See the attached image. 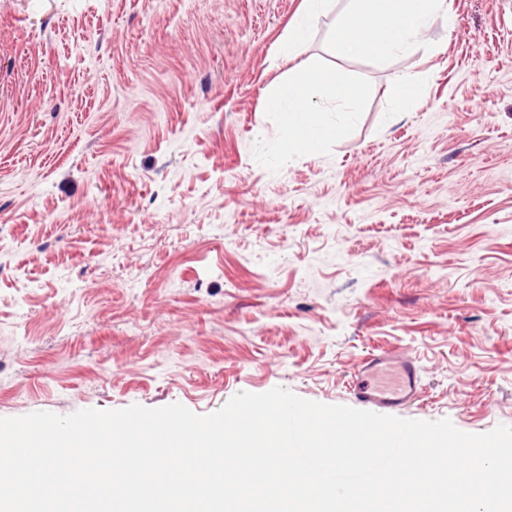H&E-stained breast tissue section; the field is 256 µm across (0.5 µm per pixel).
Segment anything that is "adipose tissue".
Instances as JSON below:
<instances>
[{
  "label": "adipose tissue",
  "mask_w": 512,
  "mask_h": 512,
  "mask_svg": "<svg viewBox=\"0 0 512 512\" xmlns=\"http://www.w3.org/2000/svg\"><path fill=\"white\" fill-rule=\"evenodd\" d=\"M332 0H303L300 11L288 28L282 45L285 55L311 36L316 17L328 11ZM445 0H351L334 38L337 56L342 58H385L419 49ZM326 90L348 108H356L360 89L341 74L327 70L315 60H306L284 73L265 99L267 111L278 113L288 130L286 153L318 152L336 130L323 117L315 101Z\"/></svg>",
  "instance_id": "obj_1"
}]
</instances>
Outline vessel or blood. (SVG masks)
Returning a JSON list of instances; mask_svg holds the SVG:
<instances>
[{
    "label": "vessel or blood",
    "mask_w": 512,
    "mask_h": 512,
    "mask_svg": "<svg viewBox=\"0 0 512 512\" xmlns=\"http://www.w3.org/2000/svg\"><path fill=\"white\" fill-rule=\"evenodd\" d=\"M420 372L415 362L390 353L367 356L358 373L357 395L379 407H400L418 400Z\"/></svg>",
    "instance_id": "vessel-or-blood-1"
}]
</instances>
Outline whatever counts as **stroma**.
Wrapping results in <instances>:
<instances>
[{
	"label": "stroma",
	"mask_w": 512,
	"mask_h": 512,
	"mask_svg": "<svg viewBox=\"0 0 512 512\" xmlns=\"http://www.w3.org/2000/svg\"><path fill=\"white\" fill-rule=\"evenodd\" d=\"M302 2L0 0V417L356 408L392 351L422 383L396 417L512 426V0L385 59L336 55L334 0L288 59ZM310 57L363 95L286 158L265 98Z\"/></svg>",
	"instance_id": "35a3bbf8"
}]
</instances>
